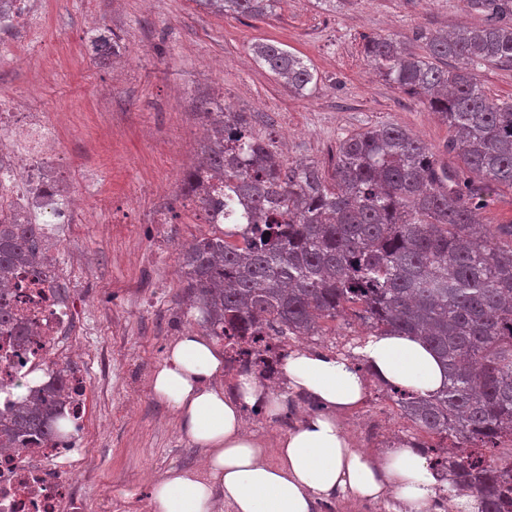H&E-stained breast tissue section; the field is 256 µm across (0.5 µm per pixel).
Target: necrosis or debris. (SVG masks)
<instances>
[{
  "label": "necrosis or debris",
  "instance_id": "1",
  "mask_svg": "<svg viewBox=\"0 0 512 512\" xmlns=\"http://www.w3.org/2000/svg\"><path fill=\"white\" fill-rule=\"evenodd\" d=\"M23 141L28 149L16 151L13 161L0 168V215L40 211L56 223H67L74 210L60 193L65 171L55 126L37 112L0 108V145L13 147ZM223 188V182L203 178L197 191L187 193L200 223H249L248 210L240 201L230 216L221 208H203L201 196ZM17 282L11 291L12 310L23 315L32 334L22 340L0 329V417L19 406L21 390L34 391L61 379L67 389L59 413L71 422L72 430L49 444L33 440L0 448V512H87V497L72 478L90 453L86 445L90 366L68 354L74 308L57 295L52 282L30 284L23 272Z\"/></svg>",
  "mask_w": 512,
  "mask_h": 512
}]
</instances>
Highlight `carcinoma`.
Instances as JSON below:
<instances>
[{
  "instance_id": "obj_1",
  "label": "carcinoma",
  "mask_w": 512,
  "mask_h": 512,
  "mask_svg": "<svg viewBox=\"0 0 512 512\" xmlns=\"http://www.w3.org/2000/svg\"><path fill=\"white\" fill-rule=\"evenodd\" d=\"M486 22L452 34L419 33L417 47L391 36L365 46L370 66L419 97L454 132L451 148L486 187L512 186V100L485 94L481 66H512V0H469ZM224 14L266 16L274 0H201ZM105 35L97 57L113 54ZM255 59L303 96L311 68L277 43L253 46ZM205 145V170L250 199L255 237L238 245L224 231L180 250L179 262L200 324L235 354L272 352L265 336H319L345 310L370 335L422 339L443 366L431 395L388 387L401 417L418 434L450 441L427 449L430 469L453 499L466 495L480 512H512V225L481 222L474 190L393 123L342 138L327 181L314 163L288 166L245 112L224 106ZM270 235H265V232ZM43 227L0 221V290L18 269L48 261ZM0 325L26 336L0 296ZM54 387L0 423V433L63 434L52 409Z\"/></svg>"
}]
</instances>
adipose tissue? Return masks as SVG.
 Returning <instances> with one entry per match:
<instances>
[{
    "label": "adipose tissue",
    "instance_id": "ef3b65f1",
    "mask_svg": "<svg viewBox=\"0 0 512 512\" xmlns=\"http://www.w3.org/2000/svg\"><path fill=\"white\" fill-rule=\"evenodd\" d=\"M355 358L296 349L281 362L287 386L273 391L239 374L225 394L224 353L207 336L187 332L170 346L154 374L155 395L180 413L192 440L207 454L202 473L172 470L152 487L155 512H315L319 502L350 493L363 501L394 498L403 512H428L436 479L418 449H397L376 459L353 447L340 417L358 408L369 379L432 392L445 380L440 363L421 340L372 336ZM293 396L319 405L276 443V464L243 424L242 408L287 410Z\"/></svg>",
    "mask_w": 512,
    "mask_h": 512
}]
</instances>
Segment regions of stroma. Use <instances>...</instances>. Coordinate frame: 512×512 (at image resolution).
Masks as SVG:
<instances>
[{
	"label": "stroma",
	"instance_id": "stroma-1",
	"mask_svg": "<svg viewBox=\"0 0 512 512\" xmlns=\"http://www.w3.org/2000/svg\"><path fill=\"white\" fill-rule=\"evenodd\" d=\"M29 13L25 27L0 31V100L23 98L55 123L69 186L85 197L76 223L55 235L67 298L82 312L77 347L93 362L91 460L75 480L88 512H152L154 482L174 468L200 470L205 457L151 390L173 341L201 329L176 271L178 248L215 230L178 205L196 159L201 101L221 98L251 113L284 163L313 162L328 177L342 137L387 123L459 171L447 122L373 72L365 44L383 35L410 42L483 17L467 0H276L263 18L225 15L199 0H31ZM101 28L121 53H136L135 66L95 60L90 41ZM263 41L308 64L317 78L310 93L295 95L254 59L251 47ZM160 213L171 223H151ZM364 334L346 316L323 335L284 345L345 355ZM311 411L299 396L287 413L247 409L243 418L273 464L274 442ZM342 426L355 448L375 455L411 438L374 380Z\"/></svg>",
	"mask_w": 512,
	"mask_h": 512
}]
</instances>
